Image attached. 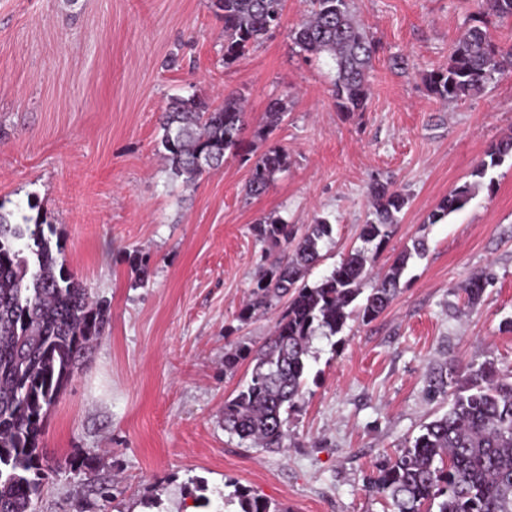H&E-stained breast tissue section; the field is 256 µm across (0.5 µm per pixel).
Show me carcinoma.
<instances>
[{"label":"carcinoma","instance_id":"carcinoma-1","mask_svg":"<svg viewBox=\"0 0 512 512\" xmlns=\"http://www.w3.org/2000/svg\"><path fill=\"white\" fill-rule=\"evenodd\" d=\"M350 0H312V9L292 30L301 51L329 57L335 69L332 96L341 112L364 111L368 74L376 45L349 9ZM487 11L512 24V0H485ZM224 23V65L239 61L283 19L285 0H214ZM512 74V45L497 44L491 33L469 28L448 62L424 75L431 94L443 102L483 92L490 81ZM245 126L241 98L228 94L214 105L176 97L161 117V146L171 175L191 183L206 169L235 155ZM512 156V136L492 145L472 172L474 181L455 188L429 216L434 224L462 209L488 170ZM288 167V152L261 155L247 181L259 196L274 175ZM373 218L362 225V246L342 257L320 281L306 276L321 259L320 245L332 237L326 217L298 233L296 225L268 217L252 225L256 240L281 248L262 268L237 320L245 324L280 301L285 304L266 343L252 351L237 346L224 352V370L249 359L250 378L224 401V430L270 452L284 447L288 416L304 395L311 343L341 333L347 320L376 319L397 295L408 261L422 257V241L396 257L389 269L372 276L375 258L392 234L396 214L407 204L398 189L378 183L372 189ZM0 205V512H35L42 485L39 440L44 419L77 369L90 344L102 335L106 311L60 261L52 226ZM372 281L368 294L363 284ZM492 276H473L464 288L476 307ZM460 377L448 411L423 427L410 446L384 463L365 491L388 501L391 512H512V380L491 362L464 368L452 364L436 380L438 388ZM239 512H283L262 498L235 490Z\"/></svg>","mask_w":512,"mask_h":512}]
</instances>
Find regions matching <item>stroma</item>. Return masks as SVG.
<instances>
[{"instance_id": "stroma-1", "label": "stroma", "mask_w": 512, "mask_h": 512, "mask_svg": "<svg viewBox=\"0 0 512 512\" xmlns=\"http://www.w3.org/2000/svg\"><path fill=\"white\" fill-rule=\"evenodd\" d=\"M308 0H287L281 28L233 65L211 0H0V208L53 227L74 277L107 307L103 336L49 411V464L36 512H223L235 489L288 512H390L365 484L377 463L448 408L432 382L450 363H494L512 377V158L489 186L437 223L429 216L492 144L512 136V75L443 103L423 76L473 25L512 44V26L482 0H351L378 51L364 111H337L329 58L289 35ZM246 108L237 155L192 183L172 178L158 149L174 96ZM286 113L267 128V107ZM280 147L288 166L249 196L254 161ZM408 197L375 267L414 240L401 290L375 320H348L311 344L303 398L285 451L250 447L224 430L226 399L251 365L226 350L260 347L278 308L236 316L278 249L251 227L329 217L331 240L308 280L351 249L372 211L373 183ZM486 271L476 308L464 286Z\"/></svg>"}]
</instances>
